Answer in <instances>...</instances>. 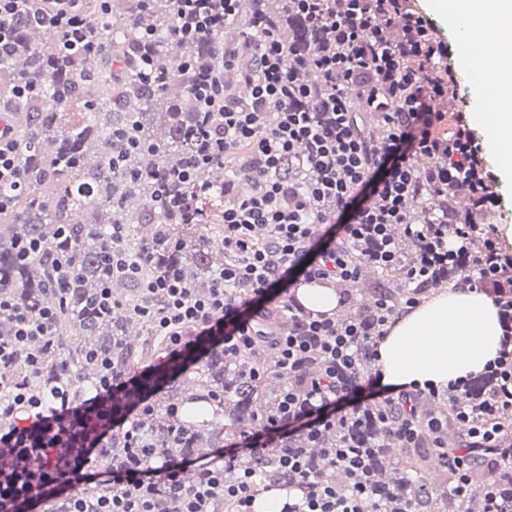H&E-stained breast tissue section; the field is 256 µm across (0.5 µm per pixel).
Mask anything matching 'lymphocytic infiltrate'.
<instances>
[{
	"label": "lymphocytic infiltrate",
	"instance_id": "lymphocytic-infiltrate-1",
	"mask_svg": "<svg viewBox=\"0 0 512 512\" xmlns=\"http://www.w3.org/2000/svg\"><path fill=\"white\" fill-rule=\"evenodd\" d=\"M239 0H173L175 32L195 37L238 16ZM292 9L326 32L306 57L287 58L273 32H266L250 63L234 52L225 66L238 72L246 96L232 93L221 75L201 72L195 97L204 105L200 135L206 145L192 164L201 169L219 164L239 148L251 162L221 186L204 183L191 195L173 196L187 223H200L199 203L213 193L224 199V253L227 260L208 293L188 288L167 271L145 290L162 292L164 305L139 307L166 346L159 363L117 375L105 373L78 402L60 390L42 399L14 381L20 346L45 337L55 309L31 315L0 297V312L11 314L12 338L0 341V414L15 415L13 427L0 431V512H31L37 504L64 495L71 483L97 487V494L70 498L68 512H155L152 498L164 484L178 512H251L260 492L252 456L277 451L279 473L300 492L292 512H373L369 481L373 449L344 444L325 451V462L343 468L347 485L314 473L307 449L290 448L294 437L307 440L324 430L344 426L360 411H382L400 403L406 416L397 435L403 445L418 436L415 403L422 396L456 398L455 419L464 426L461 447L438 441L437 455L448 467L450 494L483 499V512H503L512 500V485L495 473L473 476L476 452L494 454L500 446L498 417L512 412V254L498 247L479 220L499 200L497 174L483 161V147L467 112L458 102L452 52L413 0H288ZM83 0H0V55L16 43L20 16L49 23L71 42L96 55L95 42L83 33ZM431 158L426 169L418 157ZM254 185L251 194L235 189L236 178ZM463 186L469 196L464 219L448 212V192ZM333 225L323 234L321 225ZM402 228L417 258L403 268L412 288L405 302L420 301L418 284L449 270L464 269V281L490 294L503 328L497 356L481 377L472 376L440 389L432 385L398 391L380 383L375 366L377 346L394 317L378 305L375 324H341L336 318L307 316L303 333H282L274 358L256 370V378L297 373L309 354L317 367L301 387H288L275 414L237 434L218 449L206 466V478L183 482L188 459L161 465L141 460L119 463L104 473L92 472L96 448L115 430L138 447L144 416L152 409L164 373H175L200 361L208 347L225 356L250 352L259 335L256 317L282 294L291 277L305 282L357 279L359 265L347 247L357 248L361 263L379 268L398 265L395 228ZM487 393L474 395L477 379ZM237 470L235 481L226 471Z\"/></svg>",
	"mask_w": 512,
	"mask_h": 512
}]
</instances>
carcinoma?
Wrapping results in <instances>:
<instances>
[{
	"mask_svg": "<svg viewBox=\"0 0 512 512\" xmlns=\"http://www.w3.org/2000/svg\"><path fill=\"white\" fill-rule=\"evenodd\" d=\"M263 11L273 30L288 34L301 54L318 43L322 32L307 24L288 0H251V11ZM84 28L96 41L100 61L89 60L82 45L64 47L55 30L21 19L14 51L0 57V102L9 112L18 143L19 183L0 189V295L13 299L36 316L59 305L51 328L54 345L40 373L26 379L29 389L51 395L55 387L80 397L97 383L100 360L127 373L143 361L160 359L165 341L139 317L142 285L174 269L200 293L209 290L224 268L223 229L216 212L205 224H186L179 211L158 205L162 186L178 195L192 192L194 181L175 174L201 151L198 118L203 107L191 94L195 70L184 63L207 59L222 69L224 46L249 58L261 33L250 20L239 36L224 41V29L193 41L175 32L172 0H97L83 6ZM25 79L32 92L18 98L14 86ZM126 224L124 247L138 257L140 270L126 275L112 269V225ZM37 242L27 257L20 248ZM108 289L116 306L101 304ZM373 302L398 308L408 288L398 267L374 270L369 288ZM303 315L281 310L260 313L256 351L235 361L224 350L209 352L203 364L174 377L154 401L142 422L145 444L154 459H181L204 448H220L226 437L255 425L277 407L283 386L249 376L274 352L270 334L297 329ZM420 434L416 445L400 447L395 435L402 421L397 406L387 422L367 408L349 427L323 435L310 448L317 467L320 449L347 439L376 449L371 462L375 510L397 512L408 501L415 512H479L473 499L448 498L411 474L429 463L431 430L428 409L416 405ZM129 448L123 435L105 439L96 462L105 469L125 461ZM251 467L263 479L277 476L275 454L258 455Z\"/></svg>",
	"mask_w": 512,
	"mask_h": 512,
	"instance_id": "cac0c4a2",
	"label": "carcinoma"
}]
</instances>
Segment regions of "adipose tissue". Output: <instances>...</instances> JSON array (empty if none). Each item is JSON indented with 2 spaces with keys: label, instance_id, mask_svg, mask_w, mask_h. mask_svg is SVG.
Returning a JSON list of instances; mask_svg holds the SVG:
<instances>
[{
  "label": "adipose tissue",
  "instance_id": "ef3b65f1",
  "mask_svg": "<svg viewBox=\"0 0 512 512\" xmlns=\"http://www.w3.org/2000/svg\"><path fill=\"white\" fill-rule=\"evenodd\" d=\"M465 14L484 38L483 72L493 94L482 124L486 147L512 179V0H465ZM498 309L476 288L443 290L389 327L377 350L381 382L403 388L448 383L482 373L501 345Z\"/></svg>",
  "mask_w": 512,
  "mask_h": 512
}]
</instances>
